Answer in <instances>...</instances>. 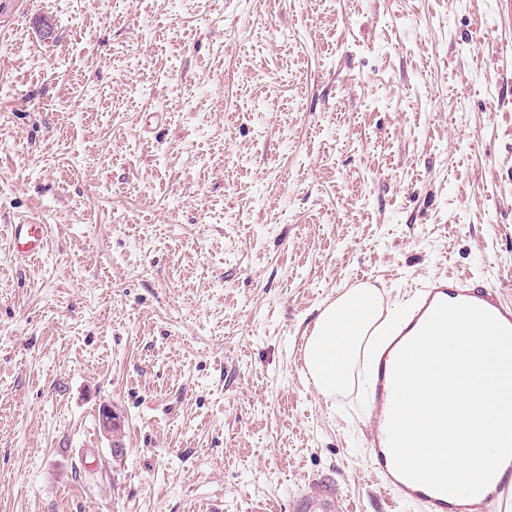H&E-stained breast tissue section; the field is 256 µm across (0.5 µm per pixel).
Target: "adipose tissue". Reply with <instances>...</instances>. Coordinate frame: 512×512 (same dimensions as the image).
<instances>
[{
  "mask_svg": "<svg viewBox=\"0 0 512 512\" xmlns=\"http://www.w3.org/2000/svg\"><path fill=\"white\" fill-rule=\"evenodd\" d=\"M385 322L383 299L372 287L347 289L320 309L305 338L303 358L322 396L332 398L348 388Z\"/></svg>",
  "mask_w": 512,
  "mask_h": 512,
  "instance_id": "ef3b65f1",
  "label": "adipose tissue"
}]
</instances>
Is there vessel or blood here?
Returning a JSON list of instances; mask_svg holds the SVG:
<instances>
[{
	"label": "vessel or blood",
	"instance_id": "b4317fda",
	"mask_svg": "<svg viewBox=\"0 0 512 512\" xmlns=\"http://www.w3.org/2000/svg\"><path fill=\"white\" fill-rule=\"evenodd\" d=\"M14 250L19 257L41 254L47 244L48 227L22 220L12 227ZM469 302L495 315L504 325L512 327V300L498 288L481 283L471 276H444L432 280L425 288L415 308L396 316L387 333L388 345L371 357L373 379L369 388L368 457L370 474L387 492L399 501L419 504L423 512H491L493 504L512 506V460L506 461L491 484L470 498L454 497L435 492L399 475L388 446L387 424L392 400V369L403 344L423 325L439 302Z\"/></svg>",
	"mask_w": 512,
	"mask_h": 512
}]
</instances>
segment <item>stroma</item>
<instances>
[{
    "mask_svg": "<svg viewBox=\"0 0 512 512\" xmlns=\"http://www.w3.org/2000/svg\"><path fill=\"white\" fill-rule=\"evenodd\" d=\"M468 274L512 299V0H0V512H421L303 336ZM14 250L20 258L41 254L47 244L48 226L22 220L11 224Z\"/></svg>",
    "mask_w": 512,
    "mask_h": 512,
    "instance_id": "1",
    "label": "stroma"
}]
</instances>
